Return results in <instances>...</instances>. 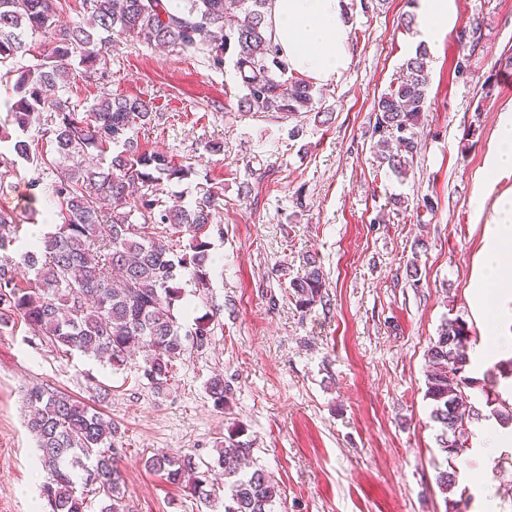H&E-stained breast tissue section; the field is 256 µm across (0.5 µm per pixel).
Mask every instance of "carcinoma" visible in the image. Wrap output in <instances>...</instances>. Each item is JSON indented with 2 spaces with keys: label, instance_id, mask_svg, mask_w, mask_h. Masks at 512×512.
<instances>
[{
  "label": "carcinoma",
  "instance_id": "carcinoma-1",
  "mask_svg": "<svg viewBox=\"0 0 512 512\" xmlns=\"http://www.w3.org/2000/svg\"><path fill=\"white\" fill-rule=\"evenodd\" d=\"M58 4L0 0L1 64L29 51L26 33L42 38L40 59L17 72L12 123L23 133L41 113H49L41 138L59 156L55 181L47 187L31 184L54 201L55 231L28 242L16 260L10 252L20 241V225L13 213L0 209V329L20 321L63 353L92 354L114 368L139 354L143 378L162 387L186 353L175 315L184 297V272L191 273L198 293L210 288L208 230L219 194L202 189L186 206L160 196L163 181L187 179L194 169L147 152L134 137L153 120L151 101L105 97L80 110L60 89L97 71L113 43L125 36L147 46L202 53L216 69L223 68L224 54H231L244 112H310L312 85L286 78L288 65L268 31L270 0H80L90 17L87 26L60 24ZM482 39L477 23L457 34L455 78H469ZM428 59L425 50L409 58L373 108L376 159L399 177L413 168L415 129L428 108ZM92 150L111 156L98 162L90 158ZM186 233L188 244L178 252ZM291 288L301 310L327 304L324 272L312 257ZM469 343L466 323L447 319L427 353L425 397L440 424L437 440L447 468L437 471L436 483L446 512H462L461 501L450 498L456 486L452 463L469 450L470 426L481 419L469 393L476 381L466 375ZM498 370L481 391L490 413L507 426L512 400L498 387L499 378H512V359ZM26 403L27 427L46 472L39 496L48 512H88L94 498L99 512H123L112 420L82 400L42 386L27 390ZM216 452L222 487L209 479L211 464L189 454H157L147 464L211 508L222 503L224 512H273L274 479L259 470L242 471L249 449L230 435Z\"/></svg>",
  "mask_w": 512,
  "mask_h": 512
}]
</instances>
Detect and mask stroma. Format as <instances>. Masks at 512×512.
Segmentation results:
<instances>
[{
	"mask_svg": "<svg viewBox=\"0 0 512 512\" xmlns=\"http://www.w3.org/2000/svg\"><path fill=\"white\" fill-rule=\"evenodd\" d=\"M351 62L336 81L313 88L315 109L289 116L244 112L232 56L223 70L202 54L136 42L115 44L102 72L70 95L87 106L103 96L151 99L143 149L194 167L166 192L191 203L200 188L223 200L210 236V288L182 279L184 329L206 317L205 348L188 349L173 380L156 388L138 360L115 370L97 358L62 355L23 324L0 332V512H32L44 477L27 428L33 386L94 400L122 446L125 512H209L146 460L186 451L214 462L225 437L252 449L249 470L279 486L274 512H445L435 483L444 457L425 397L428 347L444 320H464L471 347L491 325L467 299L493 197L474 194L500 116L512 110L502 77L512 54V0H454V23L428 48V109L406 177L379 166L369 131L375 99L418 46L400 18L408 0H348ZM480 21L483 46L472 75L455 79L454 39ZM497 86L481 95L486 78ZM302 133L291 137L290 130ZM221 150H208L212 141ZM50 165L19 159L0 141V208L20 235L53 231L50 200L30 184L50 182ZM319 260L329 305L300 310L291 280L305 255ZM228 389L215 407L208 383ZM466 512H512V447L470 449L454 464Z\"/></svg>",
	"mask_w": 512,
	"mask_h": 512,
	"instance_id": "1",
	"label": "stroma"
}]
</instances>
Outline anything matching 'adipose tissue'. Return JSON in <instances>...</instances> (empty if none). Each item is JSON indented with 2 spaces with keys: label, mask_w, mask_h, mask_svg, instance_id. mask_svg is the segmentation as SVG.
<instances>
[{
  "label": "adipose tissue",
  "mask_w": 512,
  "mask_h": 512,
  "mask_svg": "<svg viewBox=\"0 0 512 512\" xmlns=\"http://www.w3.org/2000/svg\"><path fill=\"white\" fill-rule=\"evenodd\" d=\"M346 0H271L272 39L289 73L319 83L336 80L350 63ZM417 41L432 43L449 31L453 0H417ZM480 194L493 191L512 174V113H504ZM470 307L492 326V337L471 355L475 366L491 363L512 350V194H500L485 229L479 269L468 295Z\"/></svg>",
  "instance_id": "1"
}]
</instances>
